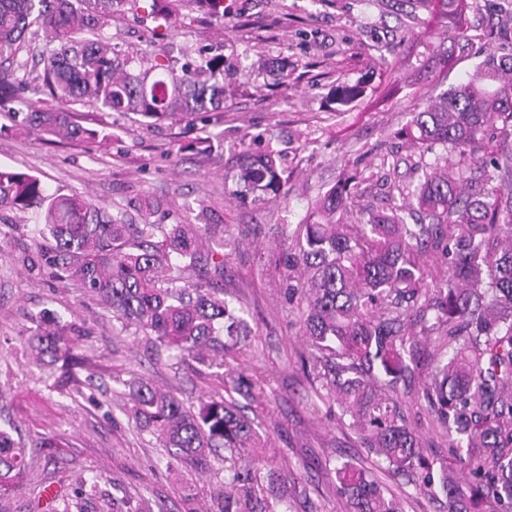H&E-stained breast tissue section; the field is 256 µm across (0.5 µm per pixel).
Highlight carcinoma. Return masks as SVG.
I'll return each instance as SVG.
<instances>
[{
	"instance_id": "carcinoma-1",
	"label": "carcinoma",
	"mask_w": 512,
	"mask_h": 512,
	"mask_svg": "<svg viewBox=\"0 0 512 512\" xmlns=\"http://www.w3.org/2000/svg\"><path fill=\"white\" fill-rule=\"evenodd\" d=\"M125 0H0V112L15 126L50 138L106 142L110 135L73 121L75 106L166 120L224 107V55L119 57L102 30ZM182 0H150L170 21ZM201 14L224 20V0H193ZM475 0H439L465 50L466 13ZM36 59L33 81L50 104L13 111L20 84L3 65L21 52ZM408 132L444 154L423 171L389 212L353 211L357 174H345L316 200L288 253V293H301L304 335L324 398L389 474L426 495L441 490L448 512H512V46L490 48L469 79L411 113ZM279 154L245 148L238 179L275 193ZM40 210L46 241L38 267L78 282L112 308L122 329L221 370L224 387L198 410L141 379L128 385L125 412L171 459L206 469L224 457V490L213 512H288L251 474L263 458L257 408L265 380L237 369L244 320L213 286L189 292L201 267L224 279V253L206 249L208 227L149 221L127 224L95 199L47 192L34 174L0 169V209ZM74 328L40 326L29 344L36 359L69 362ZM422 398L448 439V453L470 475L468 491L431 457L408 424L405 397ZM26 444L0 430V491L27 469ZM337 492L351 512H405L371 472L350 462L335 468ZM97 473L82 475L61 512H85L107 496Z\"/></svg>"
}]
</instances>
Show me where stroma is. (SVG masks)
Returning a JSON list of instances; mask_svg holds the SVG:
<instances>
[{"instance_id":"35a3bbf8","label":"stroma","mask_w":512,"mask_h":512,"mask_svg":"<svg viewBox=\"0 0 512 512\" xmlns=\"http://www.w3.org/2000/svg\"><path fill=\"white\" fill-rule=\"evenodd\" d=\"M231 16L202 18L184 5L175 23L126 0L103 31L123 55L145 50H199L224 56L226 106L205 113L221 148L184 150L195 126L145 123L138 116L82 108L84 124H101L107 149L81 141L53 142L19 130L0 117V167L39 176L50 192L89 194L113 213L140 223L144 199L158 224H206L224 244V297L241 308L252 334L241 368L265 378L260 429L267 465L288 492L289 512H347L330 469L350 461L406 499L405 512H448L444 495L411 494L380 471L376 457L340 421L309 372L299 299L283 284L282 231H294L312 203L343 173L359 176L360 204L386 210L403 187L416 185L435 152L398 137L410 112L464 82L484 57L485 34L500 24V0H479L471 13L473 44L451 66L422 67L426 47L447 49L448 23L436 0H227ZM287 69L288 86L274 84ZM359 88L355 99L344 87ZM284 156L278 193L234 195L232 176L243 146ZM35 212H0V429L40 441L29 472L0 493V512H50L73 498L81 474L95 471L113 497L112 512L146 501L148 512H207L224 488V463L198 473L167 465V452L140 431L117 403L125 381L143 378L196 405L215 378L193 361L148 348L144 337L122 330L112 314L79 284L29 267L40 237ZM80 328L73 352L81 365L40 363L28 337L42 320ZM74 379L59 380L65 371ZM411 427L425 447L448 459V445L421 399L408 402Z\"/></svg>"}]
</instances>
